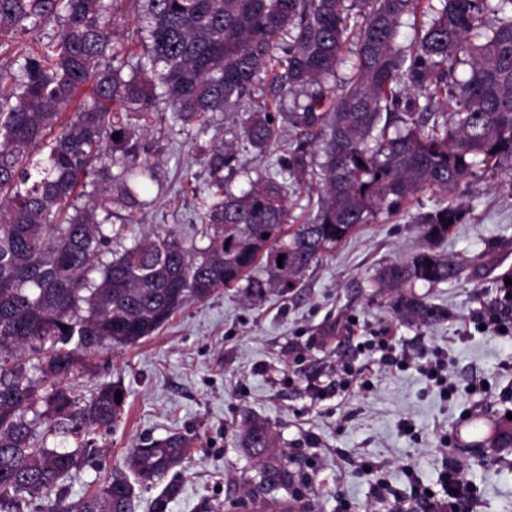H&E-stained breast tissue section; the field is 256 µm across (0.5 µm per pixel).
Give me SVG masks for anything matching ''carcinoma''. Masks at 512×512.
Wrapping results in <instances>:
<instances>
[{
  "label": "carcinoma",
  "mask_w": 512,
  "mask_h": 512,
  "mask_svg": "<svg viewBox=\"0 0 512 512\" xmlns=\"http://www.w3.org/2000/svg\"><path fill=\"white\" fill-rule=\"evenodd\" d=\"M419 16L428 22L401 45L399 28ZM298 94L279 123L282 99ZM217 112L239 127L203 154L207 244L190 252L163 231L100 260L153 180L145 127L203 130ZM285 123L320 136L322 156L317 212L288 233L306 149L273 173L244 159L279 144ZM506 164L512 0H0V512L53 491L52 512H133V482L187 458V439L169 435L66 501L86 448L54 438L108 428L121 407L111 385L82 405L62 384L77 356L136 343L188 299L243 280L255 297L292 288L357 226L424 191L442 196L422 225L428 247L379 281H452L460 261L433 246L464 208L446 196ZM240 175L249 188L236 193ZM242 447L265 459L262 480L288 481L266 424L251 423Z\"/></svg>",
  "instance_id": "cac0c4a2"
}]
</instances>
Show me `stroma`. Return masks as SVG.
<instances>
[{
    "mask_svg": "<svg viewBox=\"0 0 512 512\" xmlns=\"http://www.w3.org/2000/svg\"><path fill=\"white\" fill-rule=\"evenodd\" d=\"M232 117L215 113L205 134L157 125L145 132L158 142L156 180L142 196L137 224L114 239L113 253L160 231L185 248L198 245L194 226L206 195L202 151L223 140ZM464 204L436 252L464 259L457 280L411 291L380 288L377 275L425 247L418 217L437 196L416 194L404 211L380 215L303 274L290 293L268 290L256 298L242 287L218 289L187 301L153 335L78 358L74 389L87 400L112 383L124 394L114 426L64 448L87 443L83 470L67 479L69 499L90 494L97 481L123 470L128 451L177 432L190 443L177 473L136 484L134 512H231L229 490L249 497L258 490L260 464L240 446L249 421L269 425L276 455L286 457L293 480L262 490L265 501H290L296 512H419L414 487L439 490V475L458 458L465 477L480 488L483 512H512V447L488 444L512 433V335L472 332V316L493 300L512 275V177L496 176L453 193ZM357 322L354 342L344 338ZM391 328L396 348L414 356L409 368L382 364L376 335ZM448 353L451 396L425 373L434 348ZM366 366L369 387L350 385L349 370ZM486 379V395L471 394L470 371ZM482 441L478 453L443 447V436ZM377 462L391 494L379 495L376 477L360 460Z\"/></svg>",
    "mask_w": 512,
    "mask_h": 512,
    "instance_id": "obj_1",
    "label": "stroma"
}]
</instances>
